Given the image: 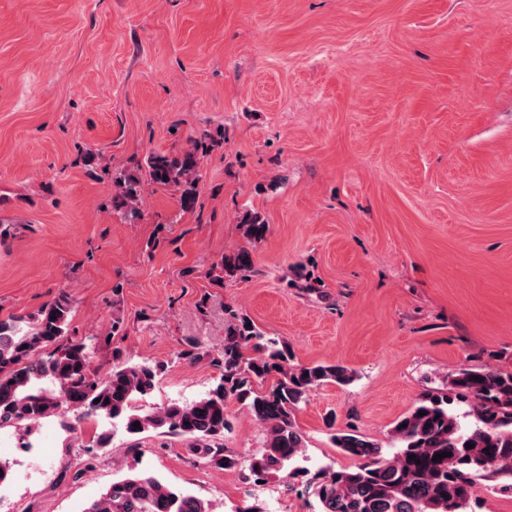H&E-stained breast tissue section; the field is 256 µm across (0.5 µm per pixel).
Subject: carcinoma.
<instances>
[{"label":"carcinoma","mask_w":512,"mask_h":512,"mask_svg":"<svg viewBox=\"0 0 512 512\" xmlns=\"http://www.w3.org/2000/svg\"><path fill=\"white\" fill-rule=\"evenodd\" d=\"M207 149L199 139L182 154L146 158L150 182L177 188L182 210L195 203L199 154ZM141 186L129 172L116 176L118 208L137 214ZM240 224L248 238H260L266 231L255 214H245ZM252 269L246 249L221 263L224 276L231 279L243 278ZM71 311L72 300L64 293L33 314L0 318V427L27 426L67 409L87 418L108 416L122 422L132 436H182L190 440L193 459L227 470L239 465L238 457L224 448L227 405L234 400L265 431L250 464L254 481L281 473L289 490L314 495L318 512H469L478 479L501 476L510 480L501 489L512 490V371L489 365L459 369L395 422L390 452L352 428L333 434L332 443L360 463L312 475L302 465L305 440L295 414L321 386L350 384L354 376L347 367L296 361L285 340L268 335L247 314L227 306L223 349L201 353L199 344L190 341L180 351V358L190 363L209 358L219 373L217 384L193 402L141 411L134 403L151 397L162 365L123 361L108 375L98 376L88 345L68 338ZM453 404L469 407L472 426H463ZM441 453L446 457L433 461ZM82 512L211 510L198 497L142 471L113 481Z\"/></svg>","instance_id":"cac0c4a2"}]
</instances>
